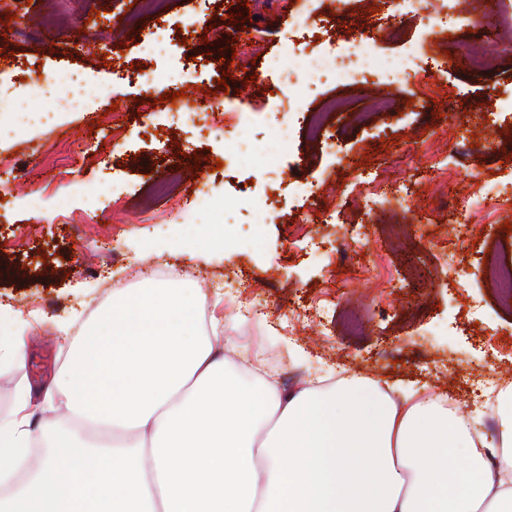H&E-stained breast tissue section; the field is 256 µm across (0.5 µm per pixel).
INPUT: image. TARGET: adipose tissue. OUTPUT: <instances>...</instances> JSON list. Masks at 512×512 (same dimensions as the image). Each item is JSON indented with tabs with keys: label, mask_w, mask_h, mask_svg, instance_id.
<instances>
[{
	"label": "adipose tissue",
	"mask_w": 512,
	"mask_h": 512,
	"mask_svg": "<svg viewBox=\"0 0 512 512\" xmlns=\"http://www.w3.org/2000/svg\"><path fill=\"white\" fill-rule=\"evenodd\" d=\"M205 321L193 289H117L65 367L0 414V512H512L511 386L489 440L423 387H282L215 351ZM26 350L0 309V371Z\"/></svg>",
	"instance_id": "adipose-tissue-1"
}]
</instances>
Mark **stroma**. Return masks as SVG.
Listing matches in <instances>:
<instances>
[{"mask_svg":"<svg viewBox=\"0 0 512 512\" xmlns=\"http://www.w3.org/2000/svg\"><path fill=\"white\" fill-rule=\"evenodd\" d=\"M53 0H31L15 20L0 22V93L21 97L31 112L50 113L40 123L0 112L8 130L0 138V305L29 319L25 362L0 373V410H7L21 384L40 389L56 375L71 345L57 328L71 315L92 320L112 302L115 289L136 292L151 284L189 287L205 298L208 315L239 339L272 337L276 373L286 388L342 367L347 372L451 392L472 412V382L512 379V303L502 301L483 274L485 260L512 248V233L495 224L461 227L459 200L469 196L472 175L489 178L512 159V28L493 40L478 30L467 37L477 47L493 44L497 67L475 72L449 65L454 40L429 33L418 16L402 14L399 0H325L333 40L347 31L372 42L371 60L420 47L418 75L401 85L381 72L368 82L343 87L330 82L304 105L324 111L331 99L344 111L324 112L320 140L310 143L301 127L276 165L240 164L224 151L228 137L265 132L283 119L276 73L265 59L286 43H300L290 27L292 0H166L151 10L146 0H79L64 17ZM232 13L244 25L229 23ZM180 26L183 43L165 54L142 48L143 28ZM37 29L32 44L25 30ZM236 43H229V36ZM82 73L88 92L77 108L55 111L67 97L65 83L53 94L32 87L38 71ZM230 71L242 94L214 93V81ZM438 87L422 93V81ZM213 92L227 113L224 126L206 142L194 130L173 124L159 96ZM104 125L93 128L92 123ZM465 124L463 140L446 132ZM434 145L456 175L438 200L426 191L425 148ZM370 164L337 166L333 149ZM197 154L202 171L192 174L187 157ZM398 181L410 189L408 214L370 202L355 187L358 177L385 182L393 158ZM221 170H213L214 160ZM332 172L327 192L302 199L298 183L319 182ZM214 195L210 211L182 224L177 210L195 183ZM271 195L267 223H251L243 209L248 194ZM73 214L66 222L65 214ZM304 224L297 234L295 224ZM191 232L225 242L213 258L182 251L175 238ZM456 238L453 264L444 244ZM348 256L377 261L372 279L350 282L344 297L326 292L329 258L338 245ZM466 272L454 282L449 266ZM251 281L249 289L229 279ZM392 278L397 288L381 296L377 284Z\"/></svg>","mask_w":512,"mask_h":512,"instance_id":"1","label":"stroma"}]
</instances>
